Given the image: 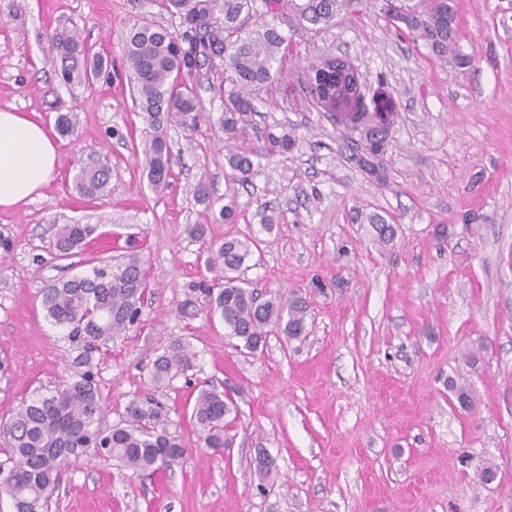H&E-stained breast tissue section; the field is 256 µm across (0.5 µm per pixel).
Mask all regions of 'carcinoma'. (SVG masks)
Returning <instances> with one entry per match:
<instances>
[{
    "label": "carcinoma",
    "instance_id": "1",
    "mask_svg": "<svg viewBox=\"0 0 512 512\" xmlns=\"http://www.w3.org/2000/svg\"><path fill=\"white\" fill-rule=\"evenodd\" d=\"M158 7L180 19V29L151 21L133 26L122 36L123 60L132 100L148 130L143 150V170L156 191L169 186L176 158L167 138L172 126L196 130L211 122L204 112L193 78L202 67L224 63V112L219 128L224 133L225 165L231 179L245 183L255 160L283 154L294 145L287 133L265 136L259 151L251 146L250 92L269 89L282 78L284 63L292 52V40L282 27L322 32L335 24L349 0H155ZM393 20L422 40L440 60L454 55L459 67L472 58L455 53L458 24L452 0H400ZM254 28H248L249 22ZM52 62L65 84L98 78L107 70L103 59L90 50L75 31H53L49 36ZM324 60L308 66L305 89L316 106L347 99L345 77L323 68ZM359 143L367 171L386 178L379 157L384 153L386 128L377 113L360 103ZM111 168L108 158L77 161L72 185L86 198L103 195ZM379 241L388 243L394 225L378 214L366 216ZM95 232L90 224L56 227V250L66 256L87 245ZM256 246L252 238L226 239L210 248L208 269H220L221 281L205 294L208 313L218 315L228 335L253 352L265 343L268 328L277 327L288 339L306 335L308 305L303 298L271 296L266 299L247 287L241 273ZM152 282L142 258V248L132 242L116 263L92 268V273L51 283L43 289L46 316L68 329L69 341L85 351L108 345L126 335L139 321L140 307ZM192 361L186 346L171 342L152 362L150 381L161 387L185 373ZM103 398L93 377L85 372L67 379L49 394L33 392L11 417L0 421V503H11L13 512H50L59 490L64 467L76 462L90 448L100 447L107 456L134 472L157 471L183 456L174 439L158 432L155 412L134 399L126 408V420L110 430L100 426ZM234 401L215 387L199 391L192 417L200 426L206 447L218 452L234 444ZM275 469L273 459L260 451L253 470L264 481Z\"/></svg>",
    "mask_w": 512,
    "mask_h": 512
}]
</instances>
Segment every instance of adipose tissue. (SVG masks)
<instances>
[{"label":"adipose tissue","mask_w":512,"mask_h":512,"mask_svg":"<svg viewBox=\"0 0 512 512\" xmlns=\"http://www.w3.org/2000/svg\"><path fill=\"white\" fill-rule=\"evenodd\" d=\"M55 138L42 124L10 107L0 109V207L40 195L57 168Z\"/></svg>","instance_id":"obj_1"}]
</instances>
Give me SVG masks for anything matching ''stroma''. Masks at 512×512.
<instances>
[{
  "instance_id": "stroma-1",
  "label": "stroma",
  "mask_w": 512,
  "mask_h": 512,
  "mask_svg": "<svg viewBox=\"0 0 512 512\" xmlns=\"http://www.w3.org/2000/svg\"><path fill=\"white\" fill-rule=\"evenodd\" d=\"M387 3L353 0L328 31L294 34L282 84L255 101L251 134L257 148L267 133L290 134V151L242 185L224 165L218 127L175 126L178 162L158 193L140 165L144 123L122 34L179 19L155 0H0V108L49 129L58 114L74 118L40 196L0 208L10 242L0 250V417L33 390L88 371L103 395L102 427L149 396L158 429L186 451L139 474L84 455L51 512H512V0H454L457 49L473 58L466 68L398 36ZM61 25L112 60L93 86L60 82L47 35ZM327 55L353 62L366 96L395 103L385 181L360 166L352 140L297 82ZM91 154L108 157L112 172L107 196L88 201L71 181ZM202 180L203 203L194 195ZM227 204L229 223L219 217ZM264 205L274 210L269 229ZM374 213L394 217L393 241L375 237ZM73 223L95 226L99 239L59 258L54 228ZM130 236L147 243L153 293L136 330L82 358L46 318L42 290L119 257ZM245 236L258 243L246 281L265 298L305 297V337L274 331L251 352L218 317L180 314L213 283L211 246ZM173 340L189 344L193 367L154 387L150 364ZM204 381L237 406L235 445L221 452L205 448L191 418ZM461 388L471 406L459 404ZM261 449L276 463L263 484L250 471ZM488 466L497 476L485 484Z\"/></svg>"
}]
</instances>
